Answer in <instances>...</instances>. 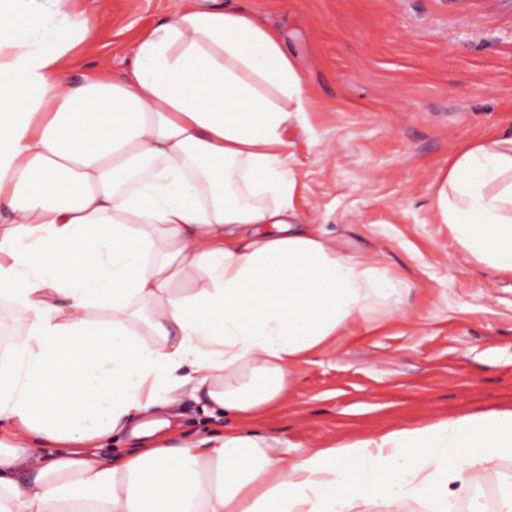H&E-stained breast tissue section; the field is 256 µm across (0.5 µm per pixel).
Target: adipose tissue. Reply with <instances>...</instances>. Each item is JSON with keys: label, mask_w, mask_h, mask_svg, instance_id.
<instances>
[{"label": "adipose tissue", "mask_w": 512, "mask_h": 512, "mask_svg": "<svg viewBox=\"0 0 512 512\" xmlns=\"http://www.w3.org/2000/svg\"><path fill=\"white\" fill-rule=\"evenodd\" d=\"M88 26L70 0H0V299L23 330L0 357V423L14 429L0 512H397L406 499L448 512L512 458V411L292 460L236 431L112 464L89 450L186 382L231 415L277 403L293 365L391 281L291 210L284 133L302 90L275 30L229 0H176L121 78L75 85ZM508 173L512 138L466 146L437 191L464 252L504 272ZM32 436L57 449L25 473Z\"/></svg>", "instance_id": "obj_1"}]
</instances>
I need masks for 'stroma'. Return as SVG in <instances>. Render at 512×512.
Segmentation results:
<instances>
[{
	"mask_svg": "<svg viewBox=\"0 0 512 512\" xmlns=\"http://www.w3.org/2000/svg\"><path fill=\"white\" fill-rule=\"evenodd\" d=\"M275 29L303 85L285 138L290 204L393 290L292 372L287 399L241 420L190 386L170 445L232 427L281 456L464 415L512 410V273L466 257L437 185L466 145L512 137V0H234ZM93 25L66 73L131 66L174 0H73Z\"/></svg>",
	"mask_w": 512,
	"mask_h": 512,
	"instance_id": "35a3bbf8",
	"label": "stroma"
}]
</instances>
